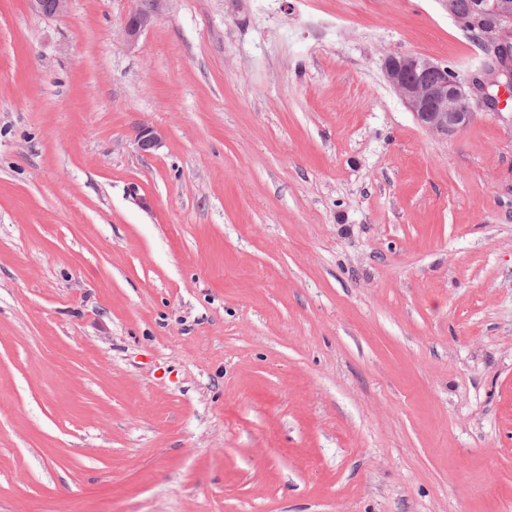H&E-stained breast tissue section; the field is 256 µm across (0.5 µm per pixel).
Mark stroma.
Here are the masks:
<instances>
[{"label":"stroma","instance_id":"35a3bbf8","mask_svg":"<svg viewBox=\"0 0 512 512\" xmlns=\"http://www.w3.org/2000/svg\"><path fill=\"white\" fill-rule=\"evenodd\" d=\"M399 52L485 60L445 0H0V512H512V103L430 133ZM27 2L39 16L56 18L67 12L71 0H28ZM155 21L152 12L142 6H137L129 11L125 18L123 32L129 42H134L139 35L151 27Z\"/></svg>","mask_w":512,"mask_h":512}]
</instances>
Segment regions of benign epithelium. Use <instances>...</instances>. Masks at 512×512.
<instances>
[{"mask_svg":"<svg viewBox=\"0 0 512 512\" xmlns=\"http://www.w3.org/2000/svg\"><path fill=\"white\" fill-rule=\"evenodd\" d=\"M28 2L39 16L56 18L67 12L71 0ZM484 14L492 33L479 40L493 48L492 61L467 81L448 75V66L413 52L391 54L383 62L387 81L417 122L434 134L448 137L467 127L473 120L475 98L495 109L512 98V31L503 26L512 18V5L506 0H487ZM154 21L149 9L132 8L123 26L125 38L135 41ZM136 139L140 150L147 154L162 144L161 133L148 125L138 130Z\"/></svg>","mask_w":512,"mask_h":512,"instance_id":"7a95c632","label":"benign epithelium"}]
</instances>
